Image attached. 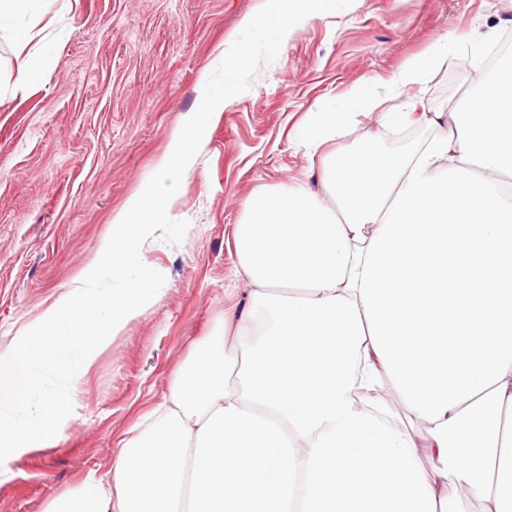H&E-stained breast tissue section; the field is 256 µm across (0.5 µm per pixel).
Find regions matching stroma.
<instances>
[{"instance_id": "1", "label": "stroma", "mask_w": 512, "mask_h": 512, "mask_svg": "<svg viewBox=\"0 0 512 512\" xmlns=\"http://www.w3.org/2000/svg\"><path fill=\"white\" fill-rule=\"evenodd\" d=\"M263 4L33 0L0 29V354L101 258L114 216L155 174ZM508 32L512 0H354L293 27L250 90L213 114L168 210L188 221L184 240L152 239L141 254L166 281L74 379L64 435L0 464V512H46L55 494L109 480L119 439L157 406L225 310L248 303L234 276L232 231L258 187L316 184L299 129L316 113L348 110L350 89L366 84L381 108L356 116L341 145L410 151L434 128L385 113L411 99L449 112L472 84L470 43L489 51ZM452 36L459 44L445 66L421 85H393L407 61ZM27 54L48 67L17 92Z\"/></svg>"}]
</instances>
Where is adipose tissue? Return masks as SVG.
<instances>
[{"instance_id":"1","label":"adipose tissue","mask_w":512,"mask_h":512,"mask_svg":"<svg viewBox=\"0 0 512 512\" xmlns=\"http://www.w3.org/2000/svg\"><path fill=\"white\" fill-rule=\"evenodd\" d=\"M350 102L300 133L317 187L244 205L248 307L174 372L157 423L120 439L111 482L47 512H459L452 479L512 512V55L417 151L330 149L378 107L363 86Z\"/></svg>"}]
</instances>
